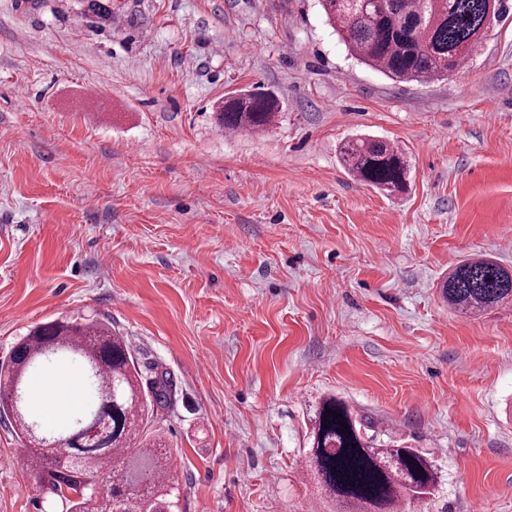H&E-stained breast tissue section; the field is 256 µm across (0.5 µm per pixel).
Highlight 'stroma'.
<instances>
[{"mask_svg": "<svg viewBox=\"0 0 512 512\" xmlns=\"http://www.w3.org/2000/svg\"><path fill=\"white\" fill-rule=\"evenodd\" d=\"M0 0V362L30 326L104 319L144 378L183 512H334L306 475L310 409L343 398L447 482L410 512H512V302L439 288L512 267V12L429 84L360 63L319 0ZM279 103L225 132L224 97ZM398 144L404 191L348 139ZM0 419V512H51ZM345 170L359 181L380 190H404L410 172L406 153L397 145L379 139L353 138L340 149ZM441 294L450 309L478 315L506 300L512 301V267L491 258H468L448 273Z\"/></svg>", "mask_w": 512, "mask_h": 512, "instance_id": "1", "label": "stroma"}]
</instances>
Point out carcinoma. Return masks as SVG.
I'll return each instance as SVG.
<instances>
[{"mask_svg":"<svg viewBox=\"0 0 512 512\" xmlns=\"http://www.w3.org/2000/svg\"><path fill=\"white\" fill-rule=\"evenodd\" d=\"M323 11L350 53L390 79L429 83L466 65L504 13V0H321ZM277 99L264 92L224 98L221 125L258 133L275 121ZM345 170L359 181L392 192L406 188L407 154L379 139L353 138L340 149ZM448 307L468 316L512 301V268L486 257L457 264L443 280ZM75 363L92 400L56 437L40 430L41 406L23 396L27 376L45 364ZM175 388L164 371L141 387L137 360L126 339L101 320H54L29 330L0 366V416L18 423L22 437L54 447L30 457L29 468L52 507L62 512H181L178 466L154 415ZM307 472L336 512H400L435 498L441 468L419 448L395 446L367 435L345 400L322 398L311 418ZM118 459L117 479L92 477L82 459Z\"/></svg>","mask_w":512,"mask_h":512,"instance_id":"carcinoma-1","label":"carcinoma"}]
</instances>
